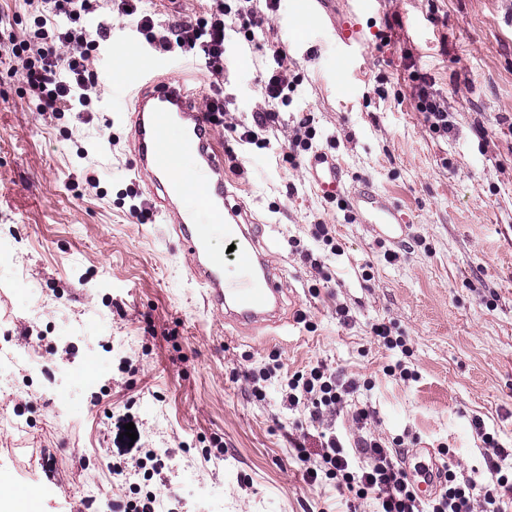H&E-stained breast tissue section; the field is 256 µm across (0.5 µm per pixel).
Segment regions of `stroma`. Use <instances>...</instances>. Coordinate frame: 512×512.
I'll list each match as a JSON object with an SVG mask.
<instances>
[{
    "mask_svg": "<svg viewBox=\"0 0 512 512\" xmlns=\"http://www.w3.org/2000/svg\"><path fill=\"white\" fill-rule=\"evenodd\" d=\"M224 179L262 224L270 263L282 274L278 323L242 328L205 306L190 257L156 209L129 212L131 193L149 199L134 168L127 83L142 68L189 78L207 90L203 62L172 47L160 55L128 18L90 62L99 84L93 109L38 111L24 93L21 63L0 62V345L25 362L0 363V480L14 512H87L91 494L113 503L150 492L177 495V512H375L350 505L333 481H303L298 448L316 456L305 408L288 409L281 377L256 400L245 371L281 365L294 373L324 363L359 387L337 429L365 408L366 433L405 441L412 482L454 458L485 469L490 433L511 454L512 472V21L503 0H279L264 11L269 53L247 41L227 0ZM155 33L196 19L204 0H143ZM357 19L367 39L347 54L336 28ZM281 49L274 61L271 52ZM283 65L299 84L261 148L233 126L267 109L264 82ZM448 104L440 136L417 105L418 76ZM314 119L312 152L294 148L300 117ZM336 156L349 183L368 185L411 219L399 238L347 219L320 194L313 151ZM327 225L338 254L316 236ZM322 261L323 281L310 264ZM391 324L410 357L372 333ZM100 381L85 383L86 357ZM404 362L416 378L390 376ZM72 409L59 424L52 407ZM483 432H476L474 418ZM134 423L137 440L124 438ZM130 465L126 478L111 464ZM41 489L31 499V489Z\"/></svg>",
    "mask_w": 512,
    "mask_h": 512,
    "instance_id": "1",
    "label": "stroma"
}]
</instances>
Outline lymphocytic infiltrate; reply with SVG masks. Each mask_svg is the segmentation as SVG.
<instances>
[{
	"label": "lymphocytic infiltrate",
	"mask_w": 512,
	"mask_h": 512,
	"mask_svg": "<svg viewBox=\"0 0 512 512\" xmlns=\"http://www.w3.org/2000/svg\"><path fill=\"white\" fill-rule=\"evenodd\" d=\"M33 7L38 31L20 39L9 36L8 48L23 62L22 79L29 97L41 112H85L91 104L90 90L98 83V74L90 68L91 51L110 38L105 23L85 24L94 13V0H27ZM120 15L132 18L140 31L149 33L152 49L164 54L173 45L188 47L203 57L213 85L224 82V18L229 9L225 0H211L210 16L204 20H185L175 24L174 37L154 35L155 23L143 11L141 0H116ZM289 407L304 406L310 422L321 425L320 460L305 465L303 478L316 483L319 476L340 479L357 496L374 495L377 512H512V479L502 474L500 460L507 449L497 447L489 433H482L484 444L492 446L486 457L488 478L477 475L457 476L446 470V490L430 501L415 492L406 473L399 466L400 449L386 448L379 439L361 440L358 456L346 451L332 427V418L353 393L356 384L343 379L319 363L289 376Z\"/></svg>",
	"instance_id": "f902f5d3"
}]
</instances>
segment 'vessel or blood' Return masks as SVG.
<instances>
[{"instance_id": "b4317fda", "label": "vessel or blood", "mask_w": 512, "mask_h": 512, "mask_svg": "<svg viewBox=\"0 0 512 512\" xmlns=\"http://www.w3.org/2000/svg\"><path fill=\"white\" fill-rule=\"evenodd\" d=\"M129 128L134 166L149 177L153 204L192 256L190 271L205 303L222 310L225 322L235 326L268 320V308L282 291L280 274L265 255L258 225L250 223L241 203L229 200L224 150L212 137V125L197 107L194 90L184 80L154 75L137 93ZM310 167L324 194H340L343 172L335 158L315 153ZM186 197L196 198L197 207L180 210L177 202ZM346 206L364 224L392 227L405 222L397 205L366 188L354 191ZM214 224L223 225L232 252L212 249ZM228 260L237 266L230 278L224 275Z\"/></svg>"}]
</instances>
